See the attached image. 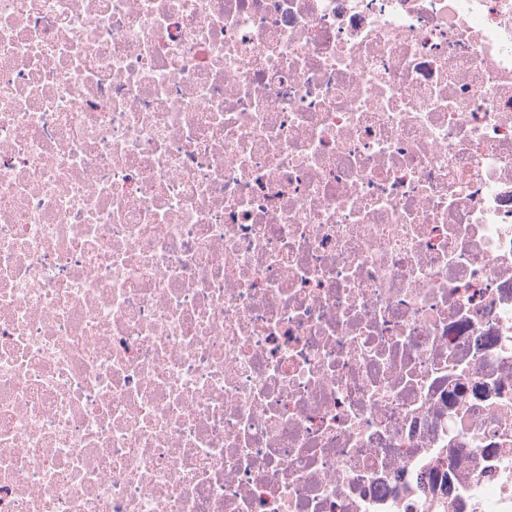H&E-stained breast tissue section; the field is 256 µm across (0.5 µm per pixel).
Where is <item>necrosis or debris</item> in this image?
Masks as SVG:
<instances>
[{
    "label": "necrosis or debris",
    "mask_w": 512,
    "mask_h": 512,
    "mask_svg": "<svg viewBox=\"0 0 512 512\" xmlns=\"http://www.w3.org/2000/svg\"><path fill=\"white\" fill-rule=\"evenodd\" d=\"M0 512H512V0H0Z\"/></svg>",
    "instance_id": "necrosis-or-debris-1"
}]
</instances>
